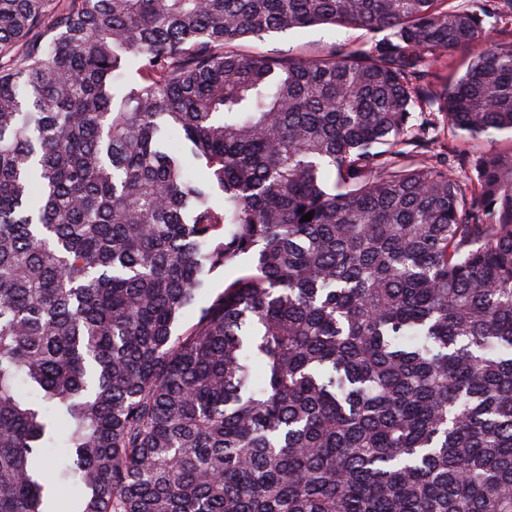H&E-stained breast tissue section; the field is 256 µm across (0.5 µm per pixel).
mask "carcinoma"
<instances>
[{
	"label": "carcinoma",
	"mask_w": 512,
	"mask_h": 512,
	"mask_svg": "<svg viewBox=\"0 0 512 512\" xmlns=\"http://www.w3.org/2000/svg\"><path fill=\"white\" fill-rule=\"evenodd\" d=\"M489 17L0 0V512H512V150L414 122L512 134ZM370 35L365 30L319 24L303 29H291L271 33L263 39H248L242 42L249 52L265 54L303 53L321 55L333 46L353 47L364 42ZM451 145L457 146L458 149L467 152V153H480L485 151H495V150H507L511 144L510 134L503 133L498 135L495 139L491 140H466V139H457L453 142H449Z\"/></svg>",
	"instance_id": "1"
}]
</instances>
